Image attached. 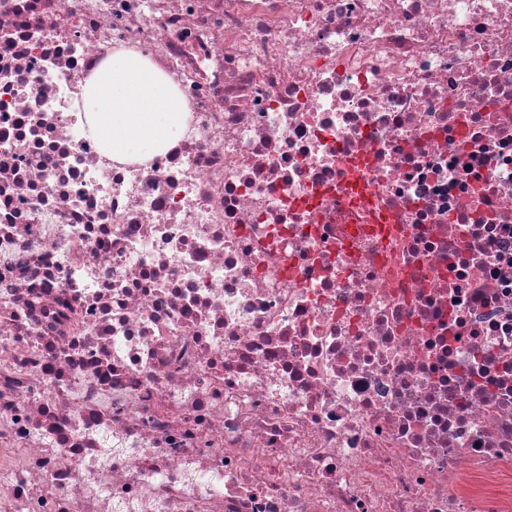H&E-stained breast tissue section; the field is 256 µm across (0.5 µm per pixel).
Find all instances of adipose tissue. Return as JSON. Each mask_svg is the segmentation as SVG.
Instances as JSON below:
<instances>
[{
  "label": "adipose tissue",
  "mask_w": 512,
  "mask_h": 512,
  "mask_svg": "<svg viewBox=\"0 0 512 512\" xmlns=\"http://www.w3.org/2000/svg\"><path fill=\"white\" fill-rule=\"evenodd\" d=\"M94 137L117 157L149 161L177 137L186 107L172 83L141 55L117 52L85 89Z\"/></svg>",
  "instance_id": "1"
}]
</instances>
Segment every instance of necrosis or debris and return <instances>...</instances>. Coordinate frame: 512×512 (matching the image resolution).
<instances>
[{"instance_id":"necrosis-or-debris-1","label":"necrosis or debris","mask_w":512,"mask_h":512,"mask_svg":"<svg viewBox=\"0 0 512 512\" xmlns=\"http://www.w3.org/2000/svg\"><path fill=\"white\" fill-rule=\"evenodd\" d=\"M0 512H512V0H0ZM94 137L117 157L142 163L177 137L183 101L172 83L139 54L117 52L85 88Z\"/></svg>"}]
</instances>
